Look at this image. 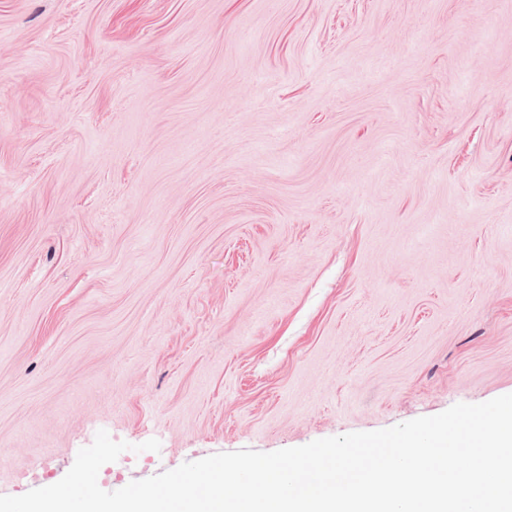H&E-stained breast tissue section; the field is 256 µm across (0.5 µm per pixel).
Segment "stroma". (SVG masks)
Instances as JSON below:
<instances>
[{"label": "stroma", "mask_w": 512, "mask_h": 512, "mask_svg": "<svg viewBox=\"0 0 512 512\" xmlns=\"http://www.w3.org/2000/svg\"><path fill=\"white\" fill-rule=\"evenodd\" d=\"M512 394V0H0V493Z\"/></svg>", "instance_id": "35a3bbf8"}]
</instances>
